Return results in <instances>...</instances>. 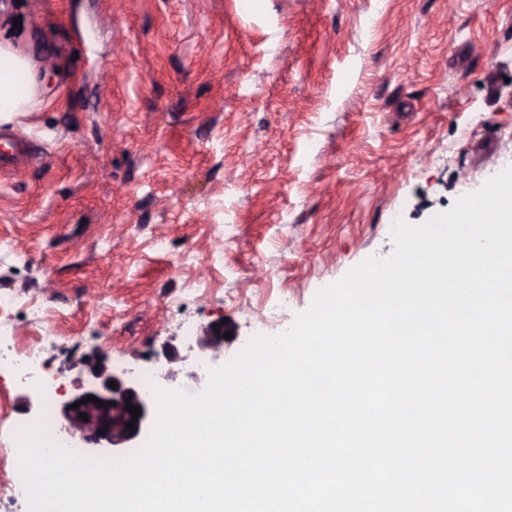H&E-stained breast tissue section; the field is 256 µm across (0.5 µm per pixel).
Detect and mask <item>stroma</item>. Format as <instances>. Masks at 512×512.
Masks as SVG:
<instances>
[{"instance_id": "obj_1", "label": "stroma", "mask_w": 512, "mask_h": 512, "mask_svg": "<svg viewBox=\"0 0 512 512\" xmlns=\"http://www.w3.org/2000/svg\"><path fill=\"white\" fill-rule=\"evenodd\" d=\"M0 40L45 101L0 125V336L30 299L57 335L40 384L0 371L4 451L95 348L201 391L512 158V0H0ZM221 317L202 359L182 324Z\"/></svg>"}]
</instances>
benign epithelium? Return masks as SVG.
<instances>
[{
  "label": "benign epithelium",
  "mask_w": 512,
  "mask_h": 512,
  "mask_svg": "<svg viewBox=\"0 0 512 512\" xmlns=\"http://www.w3.org/2000/svg\"><path fill=\"white\" fill-rule=\"evenodd\" d=\"M230 329L231 325L219 320L204 326L197 338L199 349L203 352L224 349V333ZM79 365L80 376L60 402V431L85 449L89 457L110 456L123 448L133 447L153 426V399L141 385L126 379L124 373L111 370L107 357L101 352L83 356ZM111 381L116 383V388L109 386ZM88 396L104 402V405L82 402ZM128 399L132 405L140 407V416L136 420L126 410ZM76 402L79 407L71 408ZM81 413L87 415L88 420L80 419ZM132 420L135 421L133 432L126 428ZM101 429L106 433L99 434Z\"/></svg>",
  "instance_id": "obj_1"
}]
</instances>
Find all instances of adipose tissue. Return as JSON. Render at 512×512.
Segmentation results:
<instances>
[{
    "label": "adipose tissue",
    "mask_w": 512,
    "mask_h": 512,
    "mask_svg": "<svg viewBox=\"0 0 512 512\" xmlns=\"http://www.w3.org/2000/svg\"><path fill=\"white\" fill-rule=\"evenodd\" d=\"M40 106L29 60L13 46L0 43V122L20 112L38 111Z\"/></svg>",
    "instance_id": "1"
}]
</instances>
